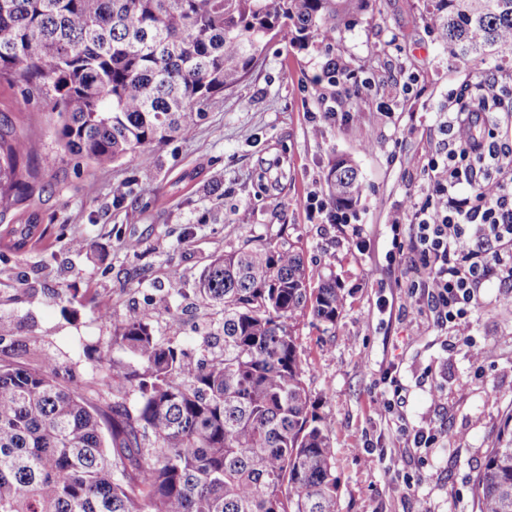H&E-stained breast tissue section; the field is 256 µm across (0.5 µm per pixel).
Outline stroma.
<instances>
[{"instance_id": "stroma-1", "label": "stroma", "mask_w": 512, "mask_h": 512, "mask_svg": "<svg viewBox=\"0 0 512 512\" xmlns=\"http://www.w3.org/2000/svg\"><path fill=\"white\" fill-rule=\"evenodd\" d=\"M424 11V0H348L333 39L271 40L246 80L205 106L191 136L134 165L101 168L67 152L50 107L0 84V120L28 133L42 186L0 224L35 212L48 227L43 242L0 255V315L13 326L0 360L48 352L91 374L97 349L132 308L158 335L198 351L210 312L195 284L210 259L249 240L294 241L312 275L333 272L346 297L335 324L307 316L297 326L305 381L331 415L339 512H475V477L512 414V303L492 281L469 326H439L385 259L388 215L431 190L419 162L445 147L455 94L492 70L449 56ZM331 59L363 88L330 85ZM335 107L346 119L312 127L310 113ZM47 156L54 166L43 167ZM339 156L365 186L347 224L306 208L309 196L327 199L325 176ZM121 182L119 199L112 187ZM174 280L183 319L173 327L158 298ZM69 285L79 290L72 315L56 298ZM100 300L110 319L98 317ZM388 374L400 387L391 413L380 403ZM418 428L437 441L415 447L406 433Z\"/></svg>"}]
</instances>
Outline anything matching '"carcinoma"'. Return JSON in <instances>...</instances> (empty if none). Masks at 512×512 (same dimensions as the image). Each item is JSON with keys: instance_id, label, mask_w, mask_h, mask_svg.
Masks as SVG:
<instances>
[{"instance_id": "carcinoma-1", "label": "carcinoma", "mask_w": 512, "mask_h": 512, "mask_svg": "<svg viewBox=\"0 0 512 512\" xmlns=\"http://www.w3.org/2000/svg\"><path fill=\"white\" fill-rule=\"evenodd\" d=\"M335 0H0V80L43 98L69 152L98 166L136 161L192 134L201 109L252 70L268 35L327 39ZM425 22L463 63L512 49V0H427ZM458 107L498 103L479 83ZM28 138L0 123V206L33 191ZM330 197L357 204L351 160ZM34 214L0 231L14 252L46 238ZM221 313L208 359L163 342L137 310L97 349L87 381L47 356L0 361V512H338L327 414L306 385L296 336L345 304L286 241L214 257L196 284ZM477 512H512V416L476 482Z\"/></svg>"}]
</instances>
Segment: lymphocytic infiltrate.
Wrapping results in <instances>:
<instances>
[{
	"instance_id": "1",
	"label": "lymphocytic infiltrate",
	"mask_w": 512,
	"mask_h": 512,
	"mask_svg": "<svg viewBox=\"0 0 512 512\" xmlns=\"http://www.w3.org/2000/svg\"><path fill=\"white\" fill-rule=\"evenodd\" d=\"M445 153L422 167L433 182L421 205L388 216L390 260L400 265L410 296L421 295L438 324H467L481 283L512 288V145L480 111H459ZM496 160L502 174L487 176L480 163Z\"/></svg>"
}]
</instances>
